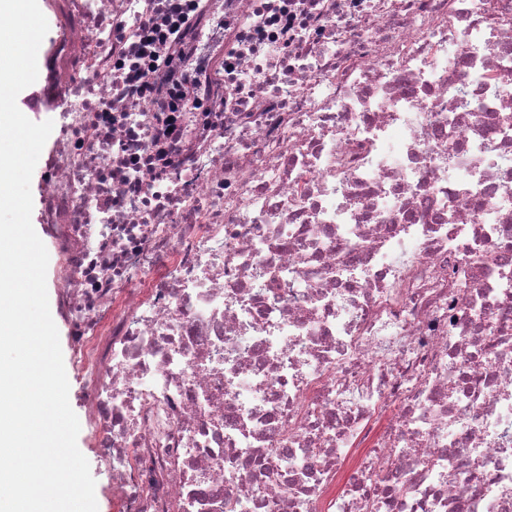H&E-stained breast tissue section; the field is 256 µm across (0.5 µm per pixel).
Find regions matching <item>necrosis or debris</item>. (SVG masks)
<instances>
[{
	"mask_svg": "<svg viewBox=\"0 0 512 512\" xmlns=\"http://www.w3.org/2000/svg\"><path fill=\"white\" fill-rule=\"evenodd\" d=\"M41 222L121 512H512V0H58Z\"/></svg>",
	"mask_w": 512,
	"mask_h": 512,
	"instance_id": "4bbe7bcc",
	"label": "necrosis or debris"
}]
</instances>
